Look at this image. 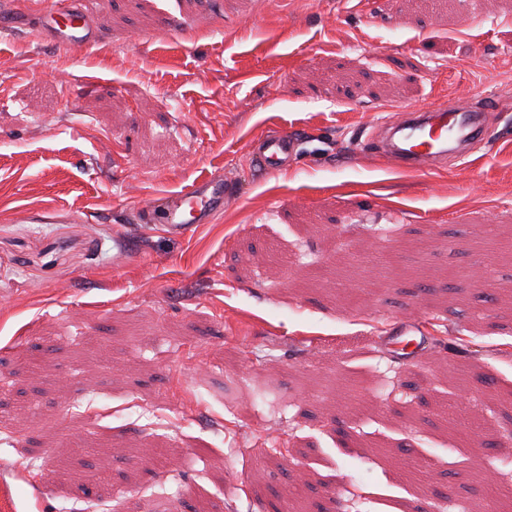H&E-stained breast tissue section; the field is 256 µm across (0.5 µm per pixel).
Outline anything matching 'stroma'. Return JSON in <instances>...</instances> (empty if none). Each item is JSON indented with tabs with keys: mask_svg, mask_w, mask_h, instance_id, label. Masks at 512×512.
Returning <instances> with one entry per match:
<instances>
[{
	"mask_svg": "<svg viewBox=\"0 0 512 512\" xmlns=\"http://www.w3.org/2000/svg\"><path fill=\"white\" fill-rule=\"evenodd\" d=\"M0 40V512H512V0H93ZM501 110L402 173L381 119ZM301 140L253 173L255 138ZM233 179L177 237L141 199ZM24 218H13L14 210ZM427 324L407 360L398 319ZM27 467L28 481L12 474ZM58 490L32 507L33 487ZM47 2V1H45ZM44 2V3H45ZM41 10L36 39L49 41L67 57L89 54L100 43L90 0H51Z\"/></svg>",
	"mask_w": 512,
	"mask_h": 512,
	"instance_id": "stroma-1",
	"label": "stroma"
}]
</instances>
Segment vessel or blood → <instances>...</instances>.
Segmentation results:
<instances>
[{"mask_svg":"<svg viewBox=\"0 0 512 512\" xmlns=\"http://www.w3.org/2000/svg\"><path fill=\"white\" fill-rule=\"evenodd\" d=\"M41 17L37 40L51 42L66 56L90 53L100 43L91 0H50ZM498 109L493 97L473 103L465 94L424 110L402 109L380 121L367 144L402 172L444 167L466 159L476 145L490 139ZM299 154V141L285 130L262 136L251 150L254 167L263 175L282 172ZM228 186L227 180L204 176L181 190L143 199L138 211L143 223L160 224L169 233L183 235L223 212Z\"/></svg>","mask_w":512,"mask_h":512,"instance_id":"b4317fda","label":"vessel or blood"}]
</instances>
